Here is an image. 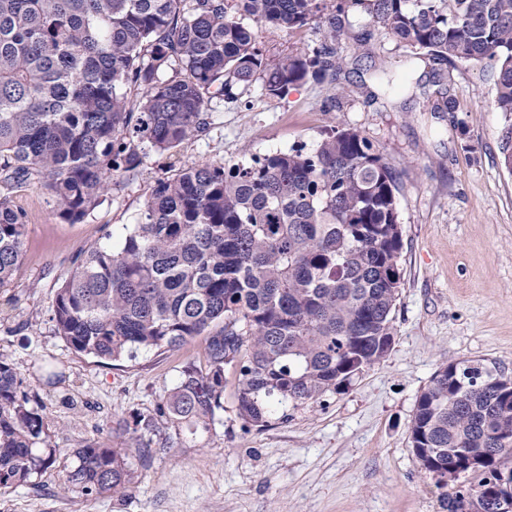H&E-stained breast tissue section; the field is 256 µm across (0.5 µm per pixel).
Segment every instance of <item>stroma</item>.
Returning a JSON list of instances; mask_svg holds the SVG:
<instances>
[{
    "label": "stroma",
    "instance_id": "1",
    "mask_svg": "<svg viewBox=\"0 0 512 512\" xmlns=\"http://www.w3.org/2000/svg\"><path fill=\"white\" fill-rule=\"evenodd\" d=\"M336 76L288 87L260 83L222 102L209 129L173 154H149L93 214L61 219L38 181L0 196L22 209L28 237L12 281L0 288V359L44 407L59 462L110 440L127 449L132 483L122 494L86 498L57 470L0 491V512H448L420 468L409 427L420 392L441 364L467 360L512 376V173L501 163L495 77L481 66L445 65L451 112L433 111L424 64L409 44L345 15ZM267 57L314 50L318 23L262 33ZM346 126L369 137L396 170L402 230L401 289L392 346L336 393L295 408L268 427L237 410L238 373L224 369V401L207 432L189 433L158 408L185 366L205 365L208 339L174 351H139L100 363L55 333L52 302L85 251L119 240L157 179L193 160L237 162L304 145ZM153 418L148 431L136 417Z\"/></svg>",
    "mask_w": 512,
    "mask_h": 512
}]
</instances>
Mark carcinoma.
<instances>
[{"label": "carcinoma", "mask_w": 512, "mask_h": 512, "mask_svg": "<svg viewBox=\"0 0 512 512\" xmlns=\"http://www.w3.org/2000/svg\"><path fill=\"white\" fill-rule=\"evenodd\" d=\"M359 11L434 64L495 72L512 116V0H0V184L43 182L72 223L88 218L151 152L173 153L211 125L212 101L259 81L268 98L343 65L336 13ZM319 19L312 52L269 60L264 29ZM500 153L512 173V122ZM397 176L373 142L337 129L316 148L224 164L187 163L152 187L135 224L89 248L52 303L55 332L100 361L174 351L210 336L158 408L190 433L223 408L224 367L255 427L334 393L385 358L400 295ZM23 212L0 198V288L18 270ZM0 360V490L57 462L43 406ZM409 440L448 487V512H500L512 466V377L465 361L440 366L419 394ZM85 497L122 494L126 449L95 442L62 470Z\"/></svg>", "instance_id": "obj_1"}]
</instances>
